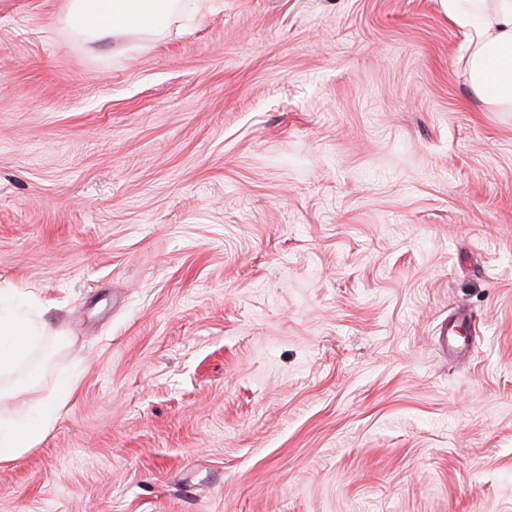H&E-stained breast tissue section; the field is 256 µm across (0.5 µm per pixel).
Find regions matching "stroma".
I'll return each instance as SVG.
<instances>
[{
    "label": "stroma",
    "mask_w": 512,
    "mask_h": 512,
    "mask_svg": "<svg viewBox=\"0 0 512 512\" xmlns=\"http://www.w3.org/2000/svg\"><path fill=\"white\" fill-rule=\"evenodd\" d=\"M68 5L0 0V289L51 326L0 416L77 381L0 512H512V112L442 0ZM199 0H70L67 23L89 40L112 32L164 33L181 19H192Z\"/></svg>",
    "instance_id": "stroma-1"
}]
</instances>
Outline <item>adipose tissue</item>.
Here are the masks:
<instances>
[{
  "label": "adipose tissue",
  "mask_w": 512,
  "mask_h": 512,
  "mask_svg": "<svg viewBox=\"0 0 512 512\" xmlns=\"http://www.w3.org/2000/svg\"><path fill=\"white\" fill-rule=\"evenodd\" d=\"M449 18L468 41L474 94L492 111L512 112V0H444ZM198 12L197 0H70L67 23L89 40L106 33H162ZM0 307V374L12 372L47 331L38 311H23L4 293ZM67 404L60 397L33 415L0 418V463L22 459L43 440Z\"/></svg>",
  "instance_id": "adipose-tissue-1"
}]
</instances>
